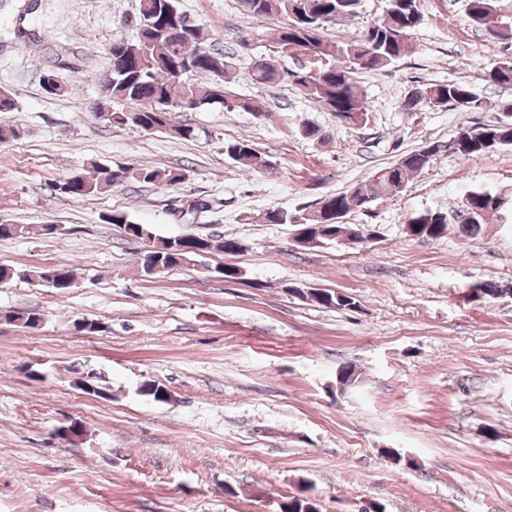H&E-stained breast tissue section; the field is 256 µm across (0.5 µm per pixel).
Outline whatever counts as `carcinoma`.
I'll list each match as a JSON object with an SVG mask.
<instances>
[{"instance_id":"1","label":"carcinoma","mask_w":512,"mask_h":512,"mask_svg":"<svg viewBox=\"0 0 512 512\" xmlns=\"http://www.w3.org/2000/svg\"><path fill=\"white\" fill-rule=\"evenodd\" d=\"M361 0H241L244 14L257 21L269 17L283 19L275 33V49H301L317 60V69L297 73L294 85L324 110L339 116L358 112L368 116L366 95L353 77V71H375L388 67L413 52V31L420 25L422 15L419 0H389L383 17L363 31L360 38L341 42L324 37L322 32L338 20L352 19L358 13ZM506 0H464L465 14L471 26L492 40L508 48L512 46V11ZM140 28L131 40L112 43L110 76L105 87V100L98 112L110 123L131 124L144 132L169 130L171 134L188 139L193 129L170 124V113L183 106L193 110L204 104L218 103L227 108L263 112L251 98L233 92L226 80L228 63L224 54L212 48L211 35L195 23L177 6V0H138ZM286 79L275 60L255 62L251 80L256 84H275ZM487 79L494 84H512V61H506L490 70ZM421 105L430 108L460 107L478 111L486 101L463 83L448 82L419 87L405 102L409 110ZM512 145V124L465 127L448 143L426 144L401 157L395 164L381 168L364 183L346 193L323 199L326 206L341 215L351 209H360V199L375 200L399 196L411 179L424 170L439 153L445 152L469 159L503 146ZM224 154L241 166L260 172L269 167L268 160L253 144L244 138L224 143ZM184 179L178 170H158L131 166L92 164L77 171V175L56 183L53 190L59 195L81 197L100 193L127 181L175 187ZM508 201L499 194L475 191L463 201L455 214L427 211L410 219L407 224L413 236L442 238L448 224L458 225L467 236H475L482 225L500 218ZM108 222L117 227L127 226L129 237L141 239L157 237L148 224H137L125 213H114ZM302 227L309 236L320 242L337 235L343 224L326 223L312 217L304 219ZM38 233L48 235V226L30 228L21 224H0V238L23 237ZM239 244L221 235L199 241L189 234L163 251L141 253L140 272L144 277L162 274L191 264L197 251L209 253L232 252ZM51 269L61 272L62 282L51 285L57 291L73 286L71 265L59 263ZM44 278V270H28L0 266V283L30 277ZM288 292L326 308L341 309L356 305L354 298L344 294L318 290L307 292L291 286ZM41 318L34 309L0 310V323L19 322L28 327ZM74 386L95 396L110 389L103 372L75 368ZM309 489L301 486L280 503V512H319L318 504L308 496Z\"/></svg>"}]
</instances>
